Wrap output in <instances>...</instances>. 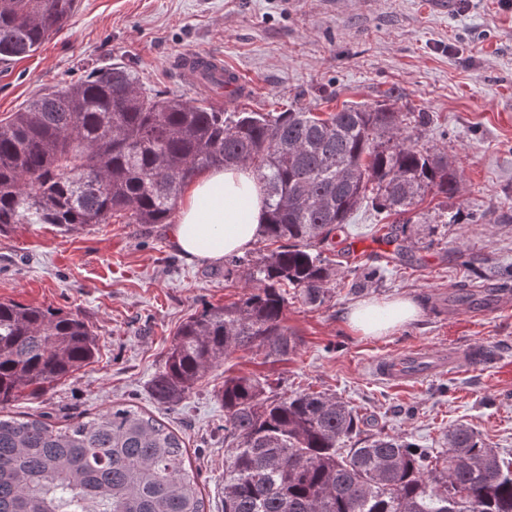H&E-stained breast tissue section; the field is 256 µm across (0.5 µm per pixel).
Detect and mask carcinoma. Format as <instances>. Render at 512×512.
I'll list each match as a JSON object with an SVG mask.
<instances>
[{"label":"carcinoma","mask_w":512,"mask_h":512,"mask_svg":"<svg viewBox=\"0 0 512 512\" xmlns=\"http://www.w3.org/2000/svg\"><path fill=\"white\" fill-rule=\"evenodd\" d=\"M76 0H0V63L35 52L73 16ZM251 167L265 197L263 237L274 250L224 256V279L254 286L206 307L176 332L155 401L179 405L229 354L272 361L296 350L285 325L297 291L325 303L336 271L321 247L364 205L402 225L429 190L459 191L448 158L418 148L407 113L390 104L345 107L322 119L226 111L149 96L135 72L102 64L42 93L0 122V233L14 224L66 231L167 224L182 189L211 168ZM76 315L0 301V512H206L184 442L130 404L59 426L4 410L71 377L97 351ZM224 404V512H512V458L466 423L444 449L371 433L358 411L326 392L278 394L237 376Z\"/></svg>","instance_id":"1"}]
</instances>
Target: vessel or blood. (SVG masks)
Returning a JSON list of instances; mask_svg holds the SVG:
<instances>
[{"label":"vessel or blood","mask_w":512,"mask_h":512,"mask_svg":"<svg viewBox=\"0 0 512 512\" xmlns=\"http://www.w3.org/2000/svg\"><path fill=\"white\" fill-rule=\"evenodd\" d=\"M206 69L214 75L223 76L225 93L245 90L246 84L240 75L226 70L217 56L189 55L185 68L188 76L200 75ZM486 355V350L479 346L451 347L436 352L412 348L373 360L369 370L375 378L395 383L433 376L449 368L463 371L483 362Z\"/></svg>","instance_id":"obj_1"}]
</instances>
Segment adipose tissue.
I'll use <instances>...</instances> for the list:
<instances>
[{"mask_svg":"<svg viewBox=\"0 0 512 512\" xmlns=\"http://www.w3.org/2000/svg\"><path fill=\"white\" fill-rule=\"evenodd\" d=\"M264 194L248 168L212 170L195 183L182 202L170 233L175 249L187 260L218 262L241 252L262 235ZM418 304L408 298L362 302L349 312V322L367 336H384L414 321Z\"/></svg>","mask_w":512,"mask_h":512,"instance_id":"adipose-tissue-1","label":"adipose tissue"}]
</instances>
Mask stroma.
<instances>
[{
	"label": "stroma",
	"mask_w": 512,
	"mask_h": 512,
	"mask_svg": "<svg viewBox=\"0 0 512 512\" xmlns=\"http://www.w3.org/2000/svg\"><path fill=\"white\" fill-rule=\"evenodd\" d=\"M219 55L248 93L228 110L319 116L387 102L423 112L418 144L447 153L459 193L448 213L493 212L497 224L412 222L413 246L387 263V224L371 207L349 220L348 254L327 249L338 268L318 307L289 295L286 324L300 345L280 363L237 351L168 409L150 386L163 369L177 327L209 306L237 301L243 279L174 249L166 224L108 223L63 232L16 224L0 234V300L59 309L82 318L98 339L91 363L71 379L7 407L65 423L125 403L166 422L188 446L207 512H224V406L228 376L281 379L285 392L324 391L354 406L374 429L436 448L445 429L471 424L512 454V0H78L72 20L36 52L0 64V121L46 89L83 78L100 63L130 67L148 94L208 102L212 93L184 74V54ZM381 267L367 282L358 269ZM499 289L503 302L471 317L460 292ZM408 297L417 321L385 336L353 329L349 308ZM489 347L491 359L465 371L400 385L373 380L370 362L413 347Z\"/></svg>",
	"instance_id": "obj_1"
}]
</instances>
